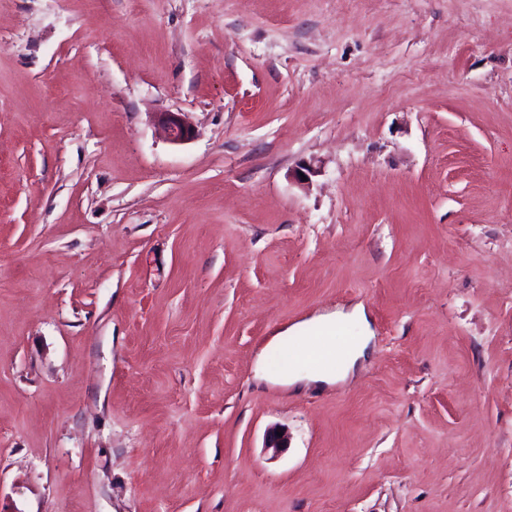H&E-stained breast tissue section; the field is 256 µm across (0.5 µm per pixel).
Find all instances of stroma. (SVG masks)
<instances>
[{"mask_svg":"<svg viewBox=\"0 0 512 512\" xmlns=\"http://www.w3.org/2000/svg\"><path fill=\"white\" fill-rule=\"evenodd\" d=\"M0 512H512V0H0ZM159 126L173 143L190 140L194 130L183 112H160L157 116ZM355 313L362 321L364 335L350 336L345 342L340 354L341 365L336 373L321 369H313L308 367L306 364L296 362L287 365L284 370L276 375L277 380L288 385L303 380L310 382L332 383L338 378L345 377L350 371H352L356 363L359 360L364 359L366 356L369 342L372 337L363 309L358 308Z\"/></svg>","mask_w":512,"mask_h":512,"instance_id":"1","label":"stroma"}]
</instances>
